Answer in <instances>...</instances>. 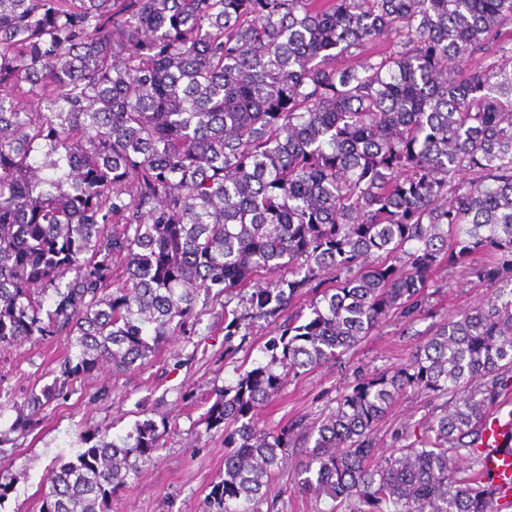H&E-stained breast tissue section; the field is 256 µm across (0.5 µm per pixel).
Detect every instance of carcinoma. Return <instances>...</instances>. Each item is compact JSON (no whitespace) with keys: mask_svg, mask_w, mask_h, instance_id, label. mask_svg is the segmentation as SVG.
Segmentation results:
<instances>
[{"mask_svg":"<svg viewBox=\"0 0 512 512\" xmlns=\"http://www.w3.org/2000/svg\"><path fill=\"white\" fill-rule=\"evenodd\" d=\"M443 266L494 293L303 433L258 427ZM304 288L310 316L208 414L236 425L212 512H261L299 436L293 491L330 512H500L480 445L512 399V0H0V351L72 350L32 413L144 365L203 293L272 316ZM409 387L432 411L380 457ZM161 447L147 420L77 453L40 512H104Z\"/></svg>","mask_w":512,"mask_h":512,"instance_id":"cac0c4a2","label":"carcinoma"}]
</instances>
